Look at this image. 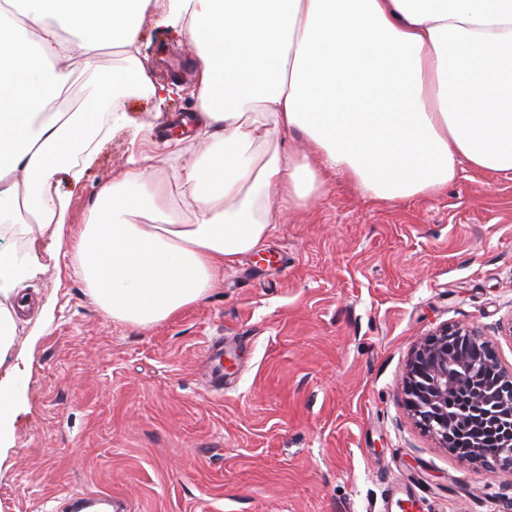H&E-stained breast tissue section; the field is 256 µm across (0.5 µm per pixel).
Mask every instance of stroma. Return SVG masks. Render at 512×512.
<instances>
[{
	"instance_id": "obj_1",
	"label": "stroma",
	"mask_w": 512,
	"mask_h": 512,
	"mask_svg": "<svg viewBox=\"0 0 512 512\" xmlns=\"http://www.w3.org/2000/svg\"><path fill=\"white\" fill-rule=\"evenodd\" d=\"M192 47L145 21L140 58L166 101L124 99L81 184L58 175L64 227L15 226L44 273L25 282L14 352L23 383L0 430V512H49L115 491L132 512H505L506 477L460 463L410 419L401 381L441 324L495 330L512 314V173L467 170L436 196L376 201L330 173L283 211L208 297L147 328L113 320L72 250L100 187L196 108ZM224 339V389L203 349ZM423 494L406 502L401 486Z\"/></svg>"
}]
</instances>
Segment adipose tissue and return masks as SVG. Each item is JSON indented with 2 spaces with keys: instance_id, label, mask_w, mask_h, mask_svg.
I'll list each match as a JSON object with an SVG mask.
<instances>
[{
  "instance_id": "obj_1",
  "label": "adipose tissue",
  "mask_w": 512,
  "mask_h": 512,
  "mask_svg": "<svg viewBox=\"0 0 512 512\" xmlns=\"http://www.w3.org/2000/svg\"><path fill=\"white\" fill-rule=\"evenodd\" d=\"M148 16L196 49L198 141L174 190L138 163L98 192L73 258L115 320L147 328L205 299L327 173L379 201L512 173V0H0L1 225L63 224L56 176L81 182L100 116L123 111L104 81L160 95L139 57ZM106 47L124 61L108 78ZM77 71L79 107L48 111ZM290 132L309 154L280 148ZM43 270L0 244V361L18 287Z\"/></svg>"
}]
</instances>
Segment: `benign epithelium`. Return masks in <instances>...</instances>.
<instances>
[{
    "label": "benign epithelium",
    "mask_w": 512,
    "mask_h": 512,
    "mask_svg": "<svg viewBox=\"0 0 512 512\" xmlns=\"http://www.w3.org/2000/svg\"><path fill=\"white\" fill-rule=\"evenodd\" d=\"M474 373H486L489 380L473 387V417L448 415V395ZM402 393L415 422L445 446L466 423L498 427L501 443L495 452L475 443L461 462L493 473H512V366L504 364L498 339L483 327L445 323L422 337L408 359Z\"/></svg>",
    "instance_id": "1"
}]
</instances>
